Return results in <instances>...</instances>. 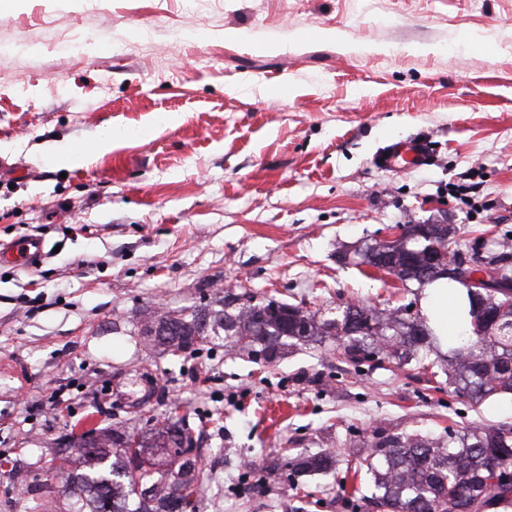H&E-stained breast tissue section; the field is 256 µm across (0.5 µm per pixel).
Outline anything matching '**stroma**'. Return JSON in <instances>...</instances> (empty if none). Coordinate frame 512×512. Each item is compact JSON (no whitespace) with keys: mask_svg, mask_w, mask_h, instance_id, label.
Segmentation results:
<instances>
[{"mask_svg":"<svg viewBox=\"0 0 512 512\" xmlns=\"http://www.w3.org/2000/svg\"><path fill=\"white\" fill-rule=\"evenodd\" d=\"M71 34L85 49L61 56ZM412 138L429 165H375ZM469 185L471 205L448 201ZM423 223L455 225L471 254L512 237V0H18L0 17V243L33 234L47 253L0 263V512H78L59 441L126 418L151 380L149 424L175 401L196 415L199 512H371L338 474L305 478L306 500L241 491V469L281 448L354 465V435L380 426L512 423L511 395L474 408L318 345L254 364L134 335L140 307L218 285L311 312L400 307L410 289L349 254Z\"/></svg>","mask_w":512,"mask_h":512,"instance_id":"1","label":"stroma"}]
</instances>
